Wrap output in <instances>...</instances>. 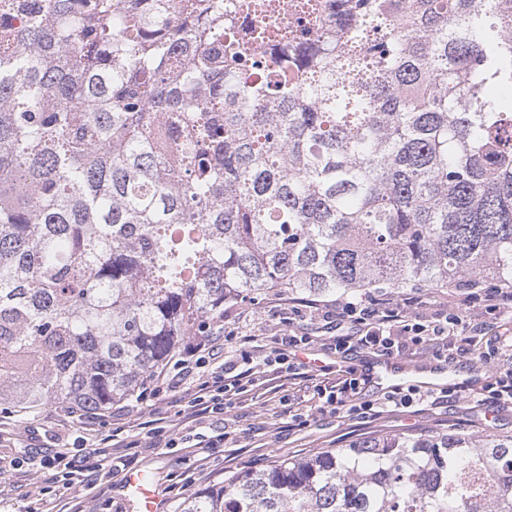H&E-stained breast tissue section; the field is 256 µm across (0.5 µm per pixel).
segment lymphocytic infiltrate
<instances>
[{
	"label": "lymphocytic infiltrate",
	"mask_w": 512,
	"mask_h": 512,
	"mask_svg": "<svg viewBox=\"0 0 512 512\" xmlns=\"http://www.w3.org/2000/svg\"><path fill=\"white\" fill-rule=\"evenodd\" d=\"M480 299L483 320L470 316L471 302ZM466 294L449 298L447 305L431 302L428 294L413 289L395 296L372 295L359 302L343 298L324 301L312 298L277 299L274 305L288 333L274 337L265 355H257L253 337H236L234 332L215 335L185 344L173 359V368L181 380H194L195 406L202 411L220 413L233 399L253 386L261 374L277 372L299 377L298 358L313 340L314 334H326L331 348L345 353L373 350L387 356L409 353L420 344H428L448 363L476 358L490 364L492 382L480 389L453 386L429 391L419 386H397L380 393L375 402L359 405L356 397L362 380L348 373L336 385L318 390L316 411L340 415L359 409L410 408L426 405L443 407L450 402L480 398L492 406L512 404V359L498 346H483L480 337L487 320L512 315V287L489 285L479 297ZM304 317L300 330H293L295 317ZM223 357L221 372L208 370L210 359Z\"/></svg>",
	"instance_id": "lymphocytic-infiltrate-1"
}]
</instances>
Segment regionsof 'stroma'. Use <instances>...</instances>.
<instances>
[{"instance_id": "35a3bbf8", "label": "stroma", "mask_w": 512, "mask_h": 512, "mask_svg": "<svg viewBox=\"0 0 512 512\" xmlns=\"http://www.w3.org/2000/svg\"><path fill=\"white\" fill-rule=\"evenodd\" d=\"M271 308L267 297L254 304L238 303L225 311L224 326L269 341L280 330L278 321L271 318ZM300 359L305 365L319 366L316 381L264 374L252 392L236 397L224 418L209 416L196 427L181 416L193 394L185 385L172 390L157 384L144 398L115 405L91 421L67 417L55 406L21 420L0 407V512H61L63 503L56 495L60 483L55 471L41 468V458L63 447L75 460L90 459L100 437L116 428L138 434L139 423L145 421L169 434L184 435L194 427L207 435L223 427L230 434L214 448H156L145 441L129 449L130 467L152 473L163 512H174L179 501L205 486L223 483L227 473L264 465L280 455L305 456L336 448L364 436L436 429H460L476 440L490 434L512 435V406L475 402L437 409L426 406L416 413H387L363 420L324 414L304 429H289V408L305 407L315 393V382H334L349 368L364 372L374 356L363 352L347 358L317 342ZM124 475V470H116L112 477L70 491L69 496L80 512H129L122 491Z\"/></svg>"}]
</instances>
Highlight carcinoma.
I'll list each match as a JSON object with an SVG mask.
<instances>
[{"label": "carcinoma", "mask_w": 512, "mask_h": 512, "mask_svg": "<svg viewBox=\"0 0 512 512\" xmlns=\"http://www.w3.org/2000/svg\"><path fill=\"white\" fill-rule=\"evenodd\" d=\"M512 283V0H0V405L145 395L269 294ZM174 512H512V435H372Z\"/></svg>", "instance_id": "obj_1"}]
</instances>
